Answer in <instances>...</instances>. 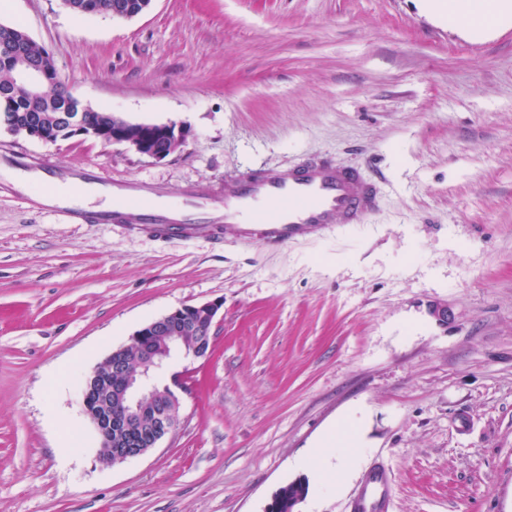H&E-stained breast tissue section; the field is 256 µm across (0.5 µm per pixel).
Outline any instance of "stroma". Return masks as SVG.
Listing matches in <instances>:
<instances>
[{
    "label": "stroma",
    "mask_w": 512,
    "mask_h": 512,
    "mask_svg": "<svg viewBox=\"0 0 512 512\" xmlns=\"http://www.w3.org/2000/svg\"><path fill=\"white\" fill-rule=\"evenodd\" d=\"M61 83L131 122L187 123L164 160L0 131V512H349L376 464L389 512H512V26L423 0H153L127 21L0 0ZM48 157L105 181L190 187L323 157L386 180L363 224L279 250L74 224L28 198ZM222 301L178 357L182 424L98 458L82 379L144 324ZM365 448L340 489L315 448Z\"/></svg>",
    "instance_id": "stroma-1"
}]
</instances>
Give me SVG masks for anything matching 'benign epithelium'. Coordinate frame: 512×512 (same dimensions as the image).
<instances>
[{"label":"benign epithelium","instance_id":"obj_1","mask_svg":"<svg viewBox=\"0 0 512 512\" xmlns=\"http://www.w3.org/2000/svg\"><path fill=\"white\" fill-rule=\"evenodd\" d=\"M17 77L5 98L39 96L52 70L30 64L20 51L13 53ZM62 116L71 135H85L81 102L72 96L61 102ZM189 128L170 121L114 125L97 135L121 143L135 152L163 160L169 152L155 143L168 140L183 144ZM219 301L189 305L163 314L144 324L131 341L115 348L86 376L83 383L82 411L89 419L100 444V460L108 465L123 463L145 455L173 437L181 424L180 396L184 389L182 374L173 372L161 387L153 379L165 371L175 355L202 358L212 344ZM121 409L118 417L105 421L97 412L100 400Z\"/></svg>","mask_w":512,"mask_h":512}]
</instances>
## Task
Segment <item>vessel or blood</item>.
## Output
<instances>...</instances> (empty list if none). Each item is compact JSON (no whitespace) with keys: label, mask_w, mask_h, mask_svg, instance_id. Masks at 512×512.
<instances>
[{"label":"vessel or blood","mask_w":512,"mask_h":512,"mask_svg":"<svg viewBox=\"0 0 512 512\" xmlns=\"http://www.w3.org/2000/svg\"><path fill=\"white\" fill-rule=\"evenodd\" d=\"M380 184L363 165L339 166L312 159L280 168H258L225 179L219 192L201 197L189 187L113 183L112 208L86 216L71 208L72 221L94 219L130 232L189 240L234 229L239 242L270 249L320 238L340 224H362L378 206ZM388 472L378 468L354 505L356 512H384Z\"/></svg>","instance_id":"obj_1"}]
</instances>
